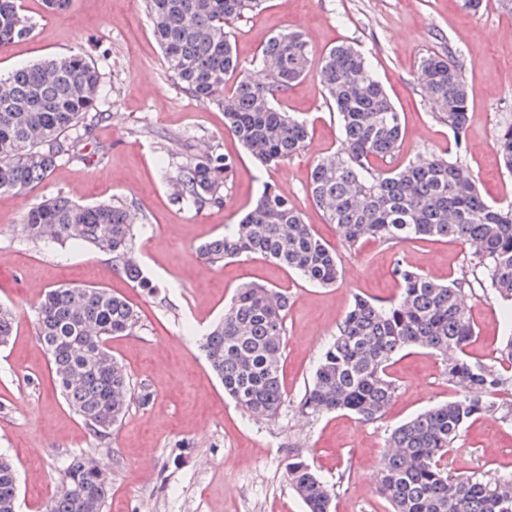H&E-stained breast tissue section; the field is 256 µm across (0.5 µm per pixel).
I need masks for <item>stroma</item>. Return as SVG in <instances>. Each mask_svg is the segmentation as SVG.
Returning a JSON list of instances; mask_svg holds the SVG:
<instances>
[{
    "instance_id": "stroma-1",
    "label": "stroma",
    "mask_w": 512,
    "mask_h": 512,
    "mask_svg": "<svg viewBox=\"0 0 512 512\" xmlns=\"http://www.w3.org/2000/svg\"><path fill=\"white\" fill-rule=\"evenodd\" d=\"M22 6L34 31L27 40L0 46V75L83 53L102 74L97 109L105 119L86 148L87 160L61 161L27 192L0 195V304L12 308L19 324L9 345L0 347V453L17 469V512H43L61 490L64 458L79 451L91 452L112 478L106 512H306L287 477L289 460L298 456L333 489L332 512H392L378 491L388 437L394 427L457 395L447 362L421 348L399 353L388 368L395 397L374 422L343 413L313 417L301 411L300 401L354 299L379 303L399 296L396 262L445 283L467 271L471 251L431 237L345 247L308 187L314 162L333 154L342 137L318 80L320 61L344 42L367 58L403 114L401 145L391 160L397 167L419 155H455L454 135L438 120L418 70L429 53L451 55L472 89L466 163L489 202H509L512 174L493 141L499 126L512 122V39L500 34L512 17L493 4L474 16L460 0H265L261 12L228 27L240 61L251 64L285 27L303 32L313 50L306 77L278 96L280 106L308 123V148L265 168L225 132L220 106L195 100L170 77L146 0H72L61 15L46 13L42 0H22ZM173 136L187 144V154L169 153ZM212 150L237 161L224 205L172 204L177 167L187 156ZM268 185L336 251L341 276L335 284L309 283L261 258L219 265L197 258V247L236 223ZM56 195L82 204L126 203L137 217L135 255L156 292L146 295L116 274L109 255L31 241L23 230L25 212ZM250 282L279 289L289 301L284 404L271 420L254 419L225 397L200 349L202 335L236 288ZM65 285L109 289L141 315L137 330L107 345L133 381L150 384L154 399L146 407L130 401L104 448L66 405L35 336L41 295ZM463 303L475 328L470 356L494 364L512 322L480 284H472ZM179 446L185 454L176 465L172 452ZM448 468L489 480L512 472V421L497 412L474 420L449 449Z\"/></svg>"
}]
</instances>
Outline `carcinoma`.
Segmentation results:
<instances>
[{"label": "carcinoma", "mask_w": 512, "mask_h": 512, "mask_svg": "<svg viewBox=\"0 0 512 512\" xmlns=\"http://www.w3.org/2000/svg\"><path fill=\"white\" fill-rule=\"evenodd\" d=\"M264 0H147L170 76L200 102L224 110L225 130L261 165L275 167L305 151L310 131L275 105L277 92L302 78L312 47L288 29L263 48L258 80L234 53L229 23L260 10ZM33 25L17 0H0V45L31 37ZM423 84L438 115L456 134L453 159L431 154L387 167L401 144V113L389 100L365 57L341 44L325 54L320 83L342 127L336 152L318 160L309 191L326 223L336 225L348 249L366 239L408 243L452 238L475 247L473 273L512 310V202L489 203L462 158L472 91L449 55L420 60ZM238 74L225 88L226 76ZM101 73L74 53L42 60L0 78V194L22 193L43 181L62 158L81 159L103 113L95 111ZM494 145L512 172V122L499 127ZM234 160L221 153L190 158L177 167L174 202L222 206ZM135 217L120 201L82 205L57 195L30 207L24 229L35 241L79 243L112 258V269L148 294L134 252ZM206 263L262 258L317 285L340 274L329 248L288 197L264 188L238 223L198 249ZM400 296L385 304L358 299L323 352L301 400L312 415L346 411L373 422L382 417L397 386L387 369L401 351L418 347L448 361V381L461 394L395 428L394 453L383 456L381 490L393 512H512V473L487 480L478 472L454 476L444 465L470 420L501 406L494 395L512 384L496 368L471 360L466 347L474 326L460 304L471 287L465 276L440 284L396 263ZM288 296L275 288L244 284L224 317L203 338L206 359L224 393L249 416L272 419L284 402L280 358ZM140 326L138 312L106 288H51L35 307V335L50 355L68 407L99 443L124 416L128 402L153 400L146 381H133L112 357L107 341ZM17 331L14 312L0 306V346ZM289 483L308 512H331L333 490L304 460L288 462ZM61 493L45 512H105L108 476L85 453L71 454L60 470ZM17 475L0 455V512H17Z\"/></svg>", "instance_id": "obj_1"}]
</instances>
